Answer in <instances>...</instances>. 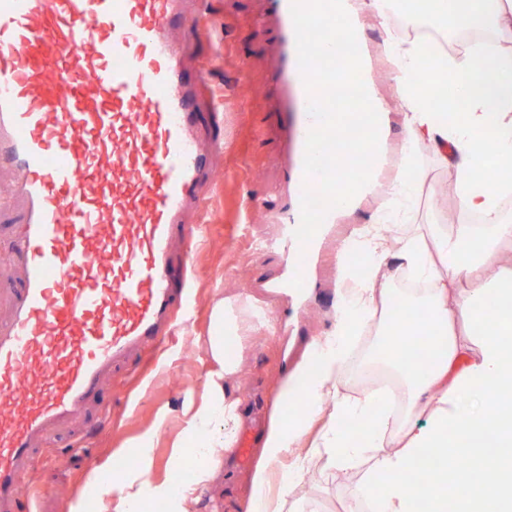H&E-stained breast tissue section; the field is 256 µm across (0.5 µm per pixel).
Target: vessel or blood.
<instances>
[{
	"label": "vessel or blood",
	"instance_id": "1",
	"mask_svg": "<svg viewBox=\"0 0 512 512\" xmlns=\"http://www.w3.org/2000/svg\"><path fill=\"white\" fill-rule=\"evenodd\" d=\"M288 2L269 8L292 47L278 70L301 205L283 213L277 248L303 293L337 172L382 161L326 141L336 122L354 131L361 110L321 108L311 75L328 60ZM185 3L0 0V165L22 172L27 207L12 242L25 275L0 323V512H20L38 440L81 414L111 366L159 348L188 299L185 214L203 209L224 137H201L211 85L180 60L203 12Z\"/></svg>",
	"mask_w": 512,
	"mask_h": 512
}]
</instances>
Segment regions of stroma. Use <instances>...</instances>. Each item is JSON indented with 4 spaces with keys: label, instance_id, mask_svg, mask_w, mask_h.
<instances>
[{
    "label": "stroma",
    "instance_id": "35a3bbf8",
    "mask_svg": "<svg viewBox=\"0 0 512 512\" xmlns=\"http://www.w3.org/2000/svg\"><path fill=\"white\" fill-rule=\"evenodd\" d=\"M276 30L267 0H207L203 33L191 62L205 66L211 77L224 152L214 160L217 176L200 214L205 233L193 255V317L165 350L154 356L133 355L114 367L79 422L49 432L39 445L37 464L19 488L28 512H68L73 498L97 499L89 472L98 468L105 479H112L119 460L135 461L136 443L149 432L154 435L153 477L167 476L172 447L184 426V408L189 400L200 399L212 366L205 338L217 299L230 293L253 296L270 319L287 327L283 335L257 331L245 348H225L227 356H241L247 367L237 388L242 399L236 428L240 435L254 425H266L276 387L296 357L331 330L337 304L335 246L370 221L374 202L365 200L333 226L313 270L318 286L309 295L269 290V281L283 276L284 267L265 243L280 233L279 210L295 204L298 195L296 186L283 177L286 152L278 116L282 91ZM17 179L14 170L0 168V320L9 317L11 290L22 277L10 249L24 205L12 192ZM262 200L273 205V212L259 211ZM250 455V461L242 463L237 450L224 451L220 474L196 490L190 512H248L247 477L258 447H251ZM359 477V470L343 472L320 463L289 489L287 499L301 503L306 512H344Z\"/></svg>",
    "mask_w": 512,
    "mask_h": 512
}]
</instances>
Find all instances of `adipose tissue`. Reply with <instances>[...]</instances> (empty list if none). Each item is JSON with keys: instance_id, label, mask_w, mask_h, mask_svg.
<instances>
[{"instance_id": "1", "label": "adipose tissue", "mask_w": 512, "mask_h": 512, "mask_svg": "<svg viewBox=\"0 0 512 512\" xmlns=\"http://www.w3.org/2000/svg\"><path fill=\"white\" fill-rule=\"evenodd\" d=\"M304 26L321 33L336 49V62L318 75L315 93L345 111L359 100L364 110L360 138L369 150L384 147L386 128L376 118L387 106L367 78L369 51L360 44L362 18L384 32L381 50L404 131L396 155L397 173L378 182L373 173L336 180L337 217L355 211L364 198L376 206L371 221L355 229L336 252V308L333 329L311 344L277 388L264 432L261 454L250 473V512H303L286 506L285 496L307 472L311 457L297 449L311 421L328 414L329 425L313 455L331 468L361 469L348 512L375 503L378 512H415L417 501L446 512L449 488L463 494L461 512H484L496 499L512 512V221L502 201L512 193V0H336L335 11L317 0H298ZM401 16L404 30L392 24ZM481 30L486 38L451 53L444 39ZM452 112L462 121H449ZM429 149L440 167L456 173L454 194L471 224L415 223V195L425 174L421 149ZM398 309L378 318L379 305ZM273 331L264 309L251 298L231 294L212 307L206 340L216 365L205 380L201 401L185 413L181 440L175 441L171 470L194 468L189 483L151 480L153 460L142 451L122 476L89 479L107 512H139L147 499L165 502L168 512H188L197 486L212 482L221 460L215 451L232 447L233 430L220 422L239 419L236 381L241 361L224 353L228 340L245 344L258 329ZM378 338L365 357L366 367L383 366L395 378L403 401L389 405L374 390L357 396L341 393L338 382L349 367L357 342ZM494 388L495 414L484 404L461 407V394L475 384ZM430 422L410 425L416 412ZM361 426L359 434L345 430ZM481 434L497 435L495 450L477 448ZM286 469H279L282 458ZM440 466L421 486L406 476L421 463ZM498 472L493 485L480 473Z\"/></svg>"}]
</instances>
